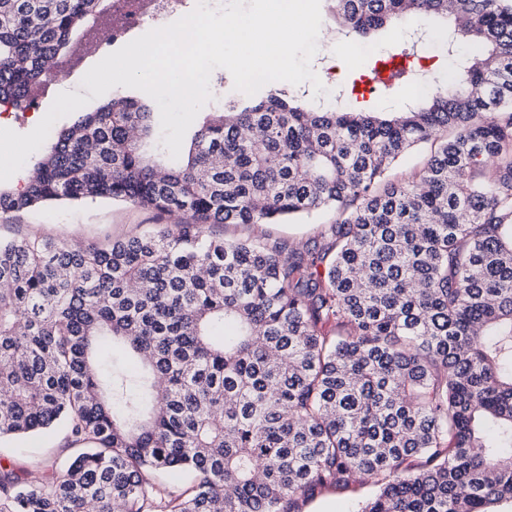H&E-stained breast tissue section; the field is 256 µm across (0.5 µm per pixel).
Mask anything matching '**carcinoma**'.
Instances as JSON below:
<instances>
[{
  "instance_id": "cac0c4a2",
  "label": "carcinoma",
  "mask_w": 512,
  "mask_h": 512,
  "mask_svg": "<svg viewBox=\"0 0 512 512\" xmlns=\"http://www.w3.org/2000/svg\"><path fill=\"white\" fill-rule=\"evenodd\" d=\"M100 2L0 0V108L27 106ZM323 2L364 39L449 18L479 54L402 112L226 94L182 159L115 96L0 187L1 214L186 216L0 240V436L61 421L81 445L28 483L0 472V512H296L359 483L377 489L361 512L512 507V0ZM326 211L322 249L210 232ZM177 468L192 485L165 496L152 476ZM180 218L177 213L158 214L127 204L96 201L41 207L20 214L0 213V236L42 235L74 242H99L107 237L123 238L155 229L154 224H176Z\"/></svg>"
}]
</instances>
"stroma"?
<instances>
[{
    "mask_svg": "<svg viewBox=\"0 0 512 512\" xmlns=\"http://www.w3.org/2000/svg\"><path fill=\"white\" fill-rule=\"evenodd\" d=\"M401 29L405 32L424 31L425 46L429 51L427 67L444 76L456 72V58L466 57L474 51L473 45L463 39L456 46L455 57H448L442 50L446 24L432 16L417 13L408 16ZM96 62V57H87L81 66L67 68L63 82L41 86L30 107L16 111L13 120L0 124V149L20 148L19 164L28 167L48 138L70 120L71 112L62 103L64 90H80L83 76ZM36 116L42 120L37 129L32 126ZM178 219L175 213L158 214L127 204L96 201L41 207L20 214L0 213V236L42 235L75 242H99L108 237L134 235L157 224H174ZM75 451L67 430L62 427L47 434L0 438V464L22 478L65 464ZM373 492L374 488L369 484L347 490L319 487L310 495L299 498L296 507L298 512H358Z\"/></svg>",
    "mask_w": 512,
    "mask_h": 512,
    "instance_id": "1",
    "label": "stroma"
}]
</instances>
